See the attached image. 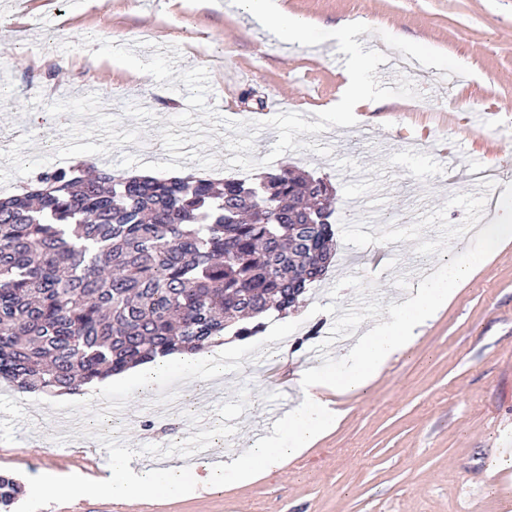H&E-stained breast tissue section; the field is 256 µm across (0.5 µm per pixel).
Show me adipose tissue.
Listing matches in <instances>:
<instances>
[{"instance_id": "ef3b65f1", "label": "adipose tissue", "mask_w": 512, "mask_h": 512, "mask_svg": "<svg viewBox=\"0 0 512 512\" xmlns=\"http://www.w3.org/2000/svg\"><path fill=\"white\" fill-rule=\"evenodd\" d=\"M239 4L278 37L298 40L304 35L303 21L288 14L279 0H239ZM365 73V67L357 60L345 71L341 98L336 104L340 120H347L351 112L368 105ZM511 236L512 197L502 194L497 200L495 220L481 227L474 248L461 254L447 270L439 271L437 283L424 282L409 291L395 304L390 319L367 330L341 355L335 371L312 367L300 371L302 402L289 413L276 439L251 446L228 460L203 461L188 473L179 469H145L129 458L114 460L107 476L89 482L75 476L43 472L28 482L31 497L38 499L68 491L134 501L159 491L175 493L191 486L208 491L221 483L247 481L259 471L268 473L278 469L288 457L309 447L330 422L338 419L340 411L333 401L334 395L364 391L392 359L413 345L420 328L453 297L460 282L483 257Z\"/></svg>"}]
</instances>
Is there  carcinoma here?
Here are the masks:
<instances>
[{
	"instance_id": "cac0c4a2",
	"label": "carcinoma",
	"mask_w": 512,
	"mask_h": 512,
	"mask_svg": "<svg viewBox=\"0 0 512 512\" xmlns=\"http://www.w3.org/2000/svg\"><path fill=\"white\" fill-rule=\"evenodd\" d=\"M333 192L251 181L41 173L0 196V381L71 394L130 367L248 339L333 263ZM21 487L0 475V508Z\"/></svg>"
}]
</instances>
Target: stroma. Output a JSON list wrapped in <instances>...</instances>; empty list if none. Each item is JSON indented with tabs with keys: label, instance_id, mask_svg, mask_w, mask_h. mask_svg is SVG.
<instances>
[{
	"label": "stroma",
	"instance_id": "stroma-1",
	"mask_svg": "<svg viewBox=\"0 0 512 512\" xmlns=\"http://www.w3.org/2000/svg\"><path fill=\"white\" fill-rule=\"evenodd\" d=\"M306 24L282 40L228 0H0V184H27L83 160L120 175L251 178L295 167L336 190V263L297 311L249 342L212 347L201 367L80 396L57 424V396L0 392V473L96 474L121 449L152 467L150 427L167 391L187 418L222 427L223 452L271 435L301 401L300 369L334 367L337 338L389 317L412 281L470 250L487 191L512 190V0H281ZM352 30L372 104L346 124L327 106L351 63ZM362 210L350 207L353 199ZM310 448L273 472L186 498L132 503L88 495L10 512H512V240L393 359Z\"/></svg>",
	"mask_w": 512,
	"mask_h": 512
}]
</instances>
